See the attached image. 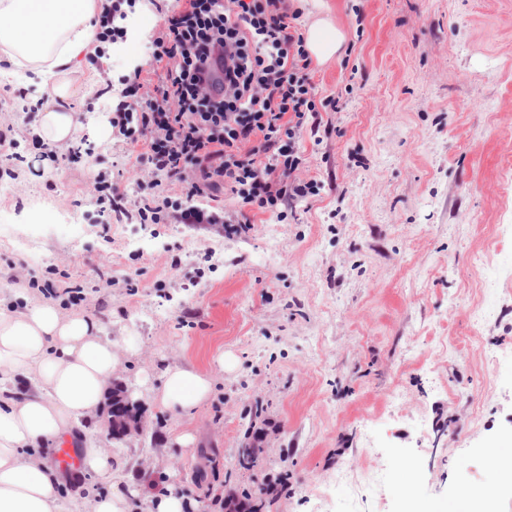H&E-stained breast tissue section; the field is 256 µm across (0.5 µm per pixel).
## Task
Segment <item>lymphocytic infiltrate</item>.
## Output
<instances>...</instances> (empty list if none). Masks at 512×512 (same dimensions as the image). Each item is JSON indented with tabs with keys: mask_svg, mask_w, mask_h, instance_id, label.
Segmentation results:
<instances>
[{
	"mask_svg": "<svg viewBox=\"0 0 512 512\" xmlns=\"http://www.w3.org/2000/svg\"><path fill=\"white\" fill-rule=\"evenodd\" d=\"M136 2L99 0L96 42L123 39ZM299 17L286 0H172L150 36L157 82L142 98L122 89L110 118L149 192L142 223L244 224L248 209L273 215L316 195V182L298 176L301 133L319 110ZM170 185L185 204L173 203ZM226 192L229 211L218 202Z\"/></svg>",
	"mask_w": 512,
	"mask_h": 512,
	"instance_id": "lymphocytic-infiltrate-1",
	"label": "lymphocytic infiltrate"
}]
</instances>
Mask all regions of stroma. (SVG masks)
Returning <instances> with one entry per match:
<instances>
[{"instance_id":"35a3bbf8","label":"stroma","mask_w":512,"mask_h":512,"mask_svg":"<svg viewBox=\"0 0 512 512\" xmlns=\"http://www.w3.org/2000/svg\"><path fill=\"white\" fill-rule=\"evenodd\" d=\"M323 3L346 41L311 66L319 97L342 103L303 131L319 194L280 220L250 212L240 234L140 222L108 117L126 80L154 79L146 55L84 56L76 157L60 167L35 134L43 91L0 61V132L19 153L0 155V305L100 320L137 351L113 377L126 393L168 364L214 378L188 417L139 399L140 427L119 439L100 407L114 481H138L130 512L170 490L195 512H221L231 490L261 512H465L478 488L512 512V471L490 470L512 455V284L490 309L481 295L485 264L512 257V0ZM100 173L125 212L88 194ZM185 429L195 442L177 447ZM367 470L384 494L336 484ZM282 475L289 495L267 496Z\"/></svg>"}]
</instances>
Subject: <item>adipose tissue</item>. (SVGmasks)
Segmentation results:
<instances>
[{
	"label": "adipose tissue",
	"instance_id": "adipose-tissue-1",
	"mask_svg": "<svg viewBox=\"0 0 512 512\" xmlns=\"http://www.w3.org/2000/svg\"><path fill=\"white\" fill-rule=\"evenodd\" d=\"M96 0H0V54L41 77L58 100L93 44ZM125 352L98 320L63 315L51 303L0 308V512H59L60 477L33 448L81 432L85 472L108 477L112 457L85 424L104 400ZM153 402L190 414L212 392L208 372L165 366L139 381Z\"/></svg>",
	"mask_w": 512,
	"mask_h": 512
}]
</instances>
